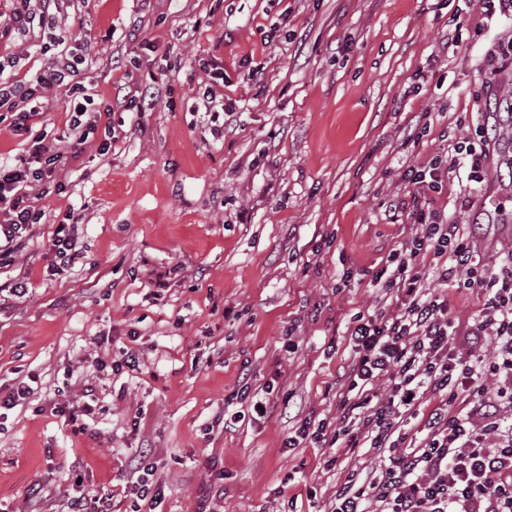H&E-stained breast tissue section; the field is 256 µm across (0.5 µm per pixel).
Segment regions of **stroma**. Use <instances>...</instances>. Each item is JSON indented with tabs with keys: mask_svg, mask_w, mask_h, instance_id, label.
I'll return each mask as SVG.
<instances>
[{
	"mask_svg": "<svg viewBox=\"0 0 512 512\" xmlns=\"http://www.w3.org/2000/svg\"><path fill=\"white\" fill-rule=\"evenodd\" d=\"M480 13L479 0H58V35L89 45L79 79L112 112L64 190L42 184L45 214L0 268V389L35 379L0 416V512H67L89 491L111 512H328L337 483L378 468L371 448L288 439L304 417L338 424L350 320L381 308L373 278L416 231L389 217L408 167L485 127L498 209L462 207L463 176L431 206L483 263L512 252V66L483 82L512 11L476 34ZM275 26L288 36L271 45ZM41 45L36 31L0 37L14 59L0 77L34 82ZM202 58L223 65L237 118L218 139L195 110ZM145 86L150 109L116 108ZM71 220L82 257L51 269L44 246ZM17 281L24 297L7 290ZM484 302L449 288L458 345ZM130 352L139 370L87 377ZM88 385L82 431L57 408ZM254 398L266 415H248ZM228 411L244 414L230 429ZM147 464L164 489L153 506L135 493Z\"/></svg>",
	"mask_w": 512,
	"mask_h": 512,
	"instance_id": "stroma-1",
	"label": "stroma"
}]
</instances>
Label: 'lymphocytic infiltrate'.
Listing matches in <instances>:
<instances>
[{
    "mask_svg": "<svg viewBox=\"0 0 512 512\" xmlns=\"http://www.w3.org/2000/svg\"><path fill=\"white\" fill-rule=\"evenodd\" d=\"M50 0H12L6 31L50 29ZM85 62L69 53L51 58L34 83L20 88L0 82V108L19 99L10 123L15 134H30L25 155L0 161V260L17 250L20 230L44 216L33 201L38 183L58 179L77 159L88 138L81 118L93 103L78 76ZM67 90L72 114L65 144L34 133L46 95ZM485 137L464 138L450 163L433 158L403 180L412 199L409 216L418 231L402 243L383 268L385 287L394 302L378 313L358 315L349 329L353 359L341 376L350 397L333 439L343 448H384L389 455L381 472L354 473L340 485L329 512H512V422L502 416L512 404V253L500 266L481 262L470 237L431 209L428 192L442 189L447 166L471 161L469 180L484 178ZM438 287L428 288L429 279ZM482 288L487 301L470 324L472 348L456 345L448 316L445 284ZM494 337L496 348L484 353L477 344ZM386 380V398L371 389ZM437 401L421 412L428 395ZM416 420L417 433L400 429Z\"/></svg>",
    "mask_w": 512,
    "mask_h": 512,
    "instance_id": "lymphocytic-infiltrate-1",
    "label": "lymphocytic infiltrate"
}]
</instances>
